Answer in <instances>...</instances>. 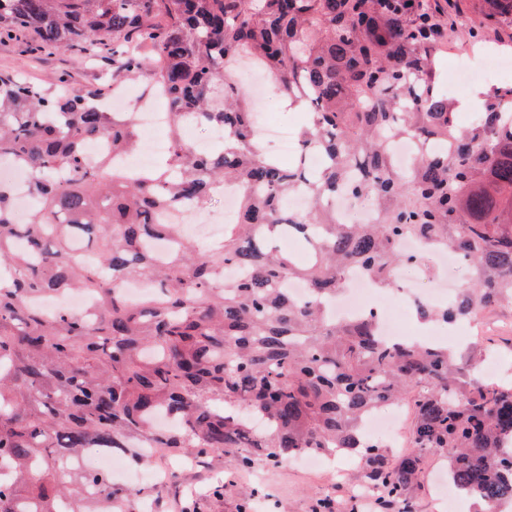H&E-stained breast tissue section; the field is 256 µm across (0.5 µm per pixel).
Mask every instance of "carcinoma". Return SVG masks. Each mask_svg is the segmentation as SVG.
<instances>
[{
	"label": "carcinoma",
	"instance_id": "carcinoma-1",
	"mask_svg": "<svg viewBox=\"0 0 512 512\" xmlns=\"http://www.w3.org/2000/svg\"><path fill=\"white\" fill-rule=\"evenodd\" d=\"M458 2L0 0V37L107 42L112 86L146 76L165 95L173 144L144 168L92 164L89 142L110 140L115 157L138 144L134 113L103 110L105 84L63 95L0 76V159L35 172L37 203L17 224L0 185V512H112V477L68 467L89 448H189L240 469L256 454L274 464L304 452L356 457L403 512L438 454L460 496L487 512L512 502V382H482L444 346L384 342L373 315L336 321L323 306L352 267L390 287L411 260L399 249L406 237L474 268L454 303L420 318L453 323L512 299V88L457 128L436 77ZM476 2L466 42L490 47L486 32L512 30V0ZM243 54L301 103L299 143L323 157L320 169L262 151L248 92L230 75ZM188 123L224 139L198 151L182 142ZM407 132L443 148L403 171L389 139ZM226 185L240 201L223 242L183 238L177 213ZM293 193L308 211L288 207ZM338 193L369 196L376 223H338L327 206ZM284 230L300 234L307 263L276 247ZM75 240L92 262L70 259ZM155 240L169 244L162 257ZM228 267L243 275L225 280ZM128 278L153 292L128 302ZM291 278L314 298H290L280 285ZM72 289L96 299L95 320L30 305ZM406 398L415 448L391 461L361 425ZM158 415L181 429H157Z\"/></svg>",
	"mask_w": 512,
	"mask_h": 512
}]
</instances>
